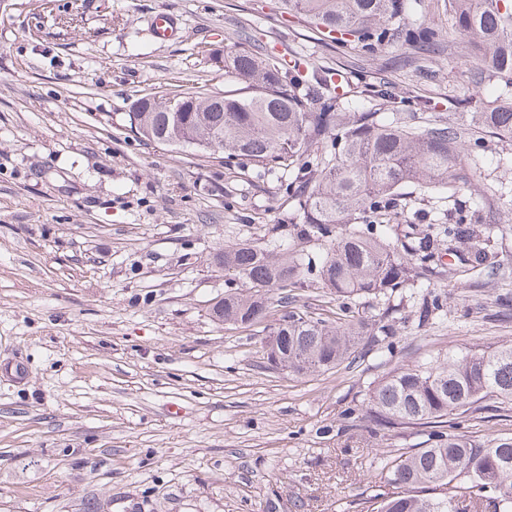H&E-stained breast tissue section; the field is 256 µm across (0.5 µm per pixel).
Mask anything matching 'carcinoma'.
Returning <instances> with one entry per match:
<instances>
[{
	"label": "carcinoma",
	"instance_id": "cac0c4a2",
	"mask_svg": "<svg viewBox=\"0 0 512 512\" xmlns=\"http://www.w3.org/2000/svg\"><path fill=\"white\" fill-rule=\"evenodd\" d=\"M342 48L373 51L408 46L434 54L433 30L413 20L421 0H282ZM448 14L465 38L461 52L484 66L478 79L498 88L484 112L456 121L424 120L415 112L390 117L364 110L332 81L331 71L303 76L275 56L244 48L224 51V71L247 92L220 101L192 91L183 110L169 99H148L131 125L156 143L193 145L288 171L292 199L288 228H272L265 247L224 248V273L246 288L220 302L224 321L250 328L270 316L269 292L278 290L281 314L266 342L293 376L330 372L355 354L391 346L392 311L376 319L353 315L328 322L284 308L288 289L315 284L336 296L341 312L360 299L391 298L431 279L441 261L435 242L446 238L466 251L474 268L488 258L491 229L468 217L446 220V206L463 190L484 202L505 194L482 179L477 159L465 154L486 130L512 145V0H448ZM438 194L427 232L412 246L389 234V224L416 200ZM419 317L442 307L439 295H419ZM487 399L512 401V346L469 350L459 357L399 368L369 389L362 410L376 429L428 428L426 446L385 460L387 481L399 492L375 501L372 512H512V436L481 440L447 432L448 418Z\"/></svg>",
	"mask_w": 512,
	"mask_h": 512
}]
</instances>
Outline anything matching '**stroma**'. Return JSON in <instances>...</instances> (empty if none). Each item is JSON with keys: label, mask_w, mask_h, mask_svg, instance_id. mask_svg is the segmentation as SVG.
I'll list each match as a JSON object with an SVG mask.
<instances>
[{"label": "stroma", "mask_w": 512, "mask_h": 512, "mask_svg": "<svg viewBox=\"0 0 512 512\" xmlns=\"http://www.w3.org/2000/svg\"><path fill=\"white\" fill-rule=\"evenodd\" d=\"M172 15L176 39L153 35ZM338 72L371 109L452 118L484 102L478 61L426 71L319 40L279 0H7L0 8V512H371L394 492L382 461L420 447L419 427L372 432L361 405L388 372L512 344V196L456 209L494 225L480 269L443 256L442 317L395 304L394 346L295 377L267 333L217 320L234 290L221 256L266 245L288 221V174L135 136L146 95L241 88L215 58L234 45ZM459 434H512V401L456 419Z\"/></svg>", "instance_id": "stroma-1"}]
</instances>
